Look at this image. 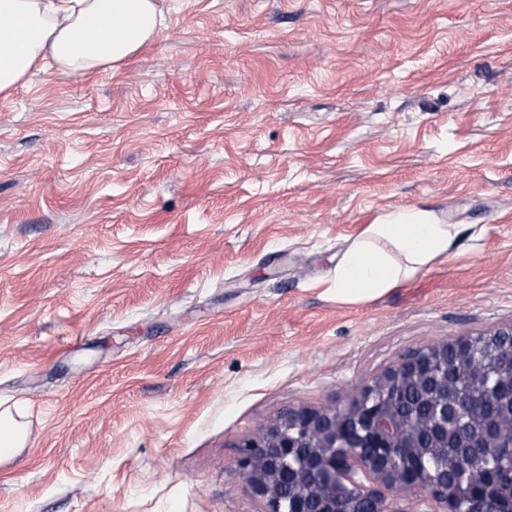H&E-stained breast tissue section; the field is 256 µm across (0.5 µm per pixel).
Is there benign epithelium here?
Listing matches in <instances>:
<instances>
[{
  "mask_svg": "<svg viewBox=\"0 0 512 512\" xmlns=\"http://www.w3.org/2000/svg\"><path fill=\"white\" fill-rule=\"evenodd\" d=\"M495 410L465 434L477 473L470 494L493 488L485 470L502 441L512 447V325L426 344L356 387L347 404L290 407L240 440L234 475L265 512H408L393 496L413 492L433 512H462L448 461L426 458L458 443L474 397Z\"/></svg>",
  "mask_w": 512,
  "mask_h": 512,
  "instance_id": "obj_1",
  "label": "benign epithelium"
}]
</instances>
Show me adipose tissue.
Instances as JSON below:
<instances>
[{
    "instance_id": "obj_1",
    "label": "adipose tissue",
    "mask_w": 512,
    "mask_h": 512,
    "mask_svg": "<svg viewBox=\"0 0 512 512\" xmlns=\"http://www.w3.org/2000/svg\"><path fill=\"white\" fill-rule=\"evenodd\" d=\"M163 20L158 0H0V94L45 64L86 73L117 65L152 41ZM459 232L426 213L391 211L344 249L329 290L348 303L381 295L446 260Z\"/></svg>"
}]
</instances>
